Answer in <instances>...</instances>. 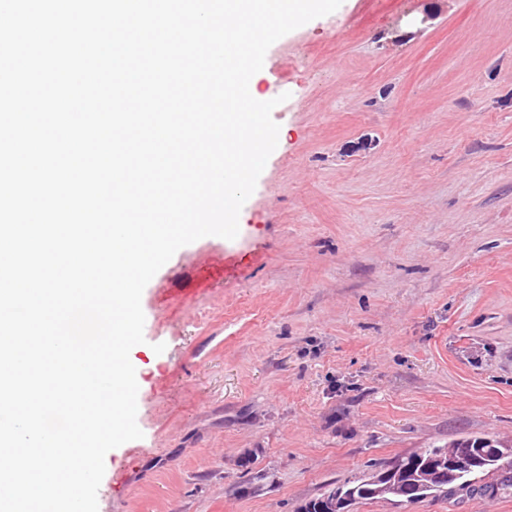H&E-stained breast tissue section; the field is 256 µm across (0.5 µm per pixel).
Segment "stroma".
<instances>
[{"label": "stroma", "instance_id": "35a3bbf8", "mask_svg": "<svg viewBox=\"0 0 512 512\" xmlns=\"http://www.w3.org/2000/svg\"><path fill=\"white\" fill-rule=\"evenodd\" d=\"M278 145L229 241L145 287L143 436L98 512H301L368 465L512 440V0H344L256 75ZM261 262L225 283L224 251ZM351 512H512V495Z\"/></svg>", "mask_w": 512, "mask_h": 512}]
</instances>
